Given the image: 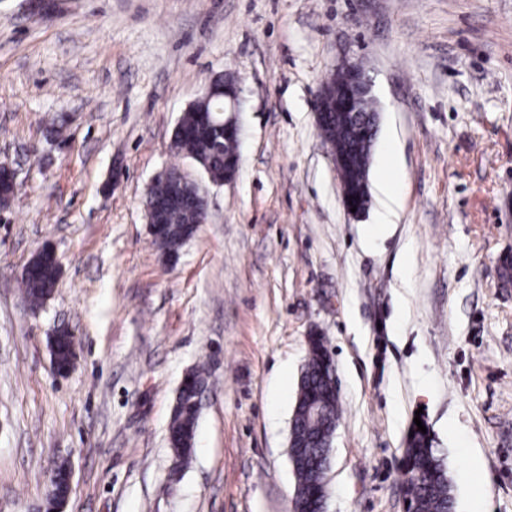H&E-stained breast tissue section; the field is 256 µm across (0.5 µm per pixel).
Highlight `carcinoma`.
<instances>
[{"label":"carcinoma","instance_id":"1","mask_svg":"<svg viewBox=\"0 0 512 512\" xmlns=\"http://www.w3.org/2000/svg\"><path fill=\"white\" fill-rule=\"evenodd\" d=\"M200 106L182 115L175 128L172 146L188 157L198 155L208 163L209 174L214 181L224 180V155L236 150V146L224 143L215 130L201 126L197 121ZM375 112L374 100L363 104V112L353 118L345 112H332L326 124L319 127L325 140L339 145L348 158L343 169V187L351 201L367 208L370 202L369 169L376 133L368 123L369 114ZM191 196L196 187L189 181L169 180L158 183L152 196L165 198L171 191ZM197 211L185 206L174 214H165V233L156 242L166 253L174 255L197 231ZM59 268L37 255L29 262V271L23 277L27 301L36 306L52 294L58 280ZM58 366L68 369L73 361L71 339L68 333L58 335L55 343ZM328 351L322 338L315 336L310 342L307 361L301 374L297 411L291 420L288 457L296 478V512H318L326 499L318 457L324 452L323 445L331 438L338 425L340 407L338 391L332 384L327 360ZM191 382L182 387L178 405L174 408L169 442L177 457L184 461L191 447L199 418L196 405L197 391L207 385V379L197 369L189 371ZM413 435L406 436L403 448L405 464L406 512H454L455 499L448 472L432 446L430 434L418 431L413 424Z\"/></svg>","mask_w":512,"mask_h":512}]
</instances>
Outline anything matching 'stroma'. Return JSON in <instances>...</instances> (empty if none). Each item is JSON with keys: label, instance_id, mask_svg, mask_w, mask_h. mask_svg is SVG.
Wrapping results in <instances>:
<instances>
[{"label": "stroma", "instance_id": "35a3bbf8", "mask_svg": "<svg viewBox=\"0 0 512 512\" xmlns=\"http://www.w3.org/2000/svg\"><path fill=\"white\" fill-rule=\"evenodd\" d=\"M362 63L379 113L370 180L401 198L343 206L314 95ZM239 81L240 163L212 183L171 148L219 74ZM0 512H294L288 435L309 339L341 417L324 512H405L421 419L456 512H512V0H0ZM180 170L209 217L177 257L145 201ZM52 249L39 308L22 271ZM76 336L63 374L59 325ZM208 378L189 462L169 424Z\"/></svg>", "mask_w": 512, "mask_h": 512}]
</instances>
